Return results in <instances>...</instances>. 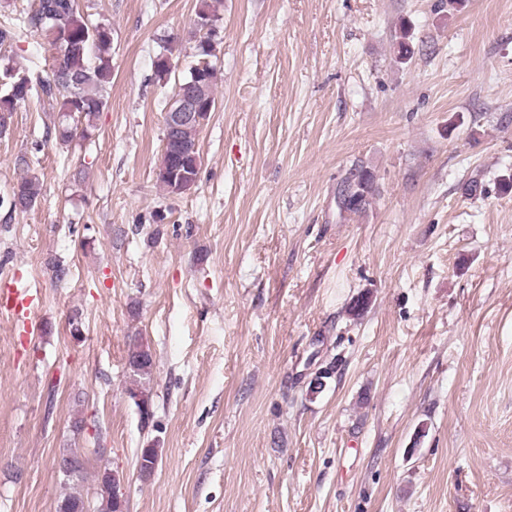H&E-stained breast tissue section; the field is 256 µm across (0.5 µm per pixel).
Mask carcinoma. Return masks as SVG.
<instances>
[{
	"label": "carcinoma",
	"instance_id": "cac0c4a2",
	"mask_svg": "<svg viewBox=\"0 0 512 512\" xmlns=\"http://www.w3.org/2000/svg\"><path fill=\"white\" fill-rule=\"evenodd\" d=\"M222 0H201L196 18H207L216 24L220 20ZM26 32L40 34L48 44L60 50L50 74L32 80L8 68L0 80V130L7 127L6 116L15 106L26 101L32 94H42L56 101L58 107L52 127L46 136L61 145L72 143L75 138L85 141L92 136L93 118L106 104L108 85L111 83L112 28L107 24H92L88 20L79 0H40L39 6L31 13L0 23V44L12 42ZM193 49L198 60L206 64L195 68L178 82L183 89L193 85L203 103L202 111L214 110L217 74L207 59L215 56L216 47L202 38L193 40ZM173 54V47L167 45L156 55L154 75L160 80L171 76L166 55ZM199 126L187 125L175 135V139L161 153L158 182L167 192L172 193L183 187L191 189L190 183L198 180L199 172L194 166V157L199 151ZM378 192L376 177L368 167L355 164L349 176L343 178L336 192V206L339 214H359L370 205ZM42 194V183L31 169L12 187L7 199H0V206L6 204L15 211L34 207ZM129 369L133 386L138 388L151 376L153 360L150 352L141 344H135L128 354ZM158 464V450L141 449L139 459L140 477L149 479ZM95 503L93 512H119L121 500L120 479L106 467L95 475ZM89 502L79 484H74L65 493L59 512H82Z\"/></svg>",
	"mask_w": 512,
	"mask_h": 512
}]
</instances>
